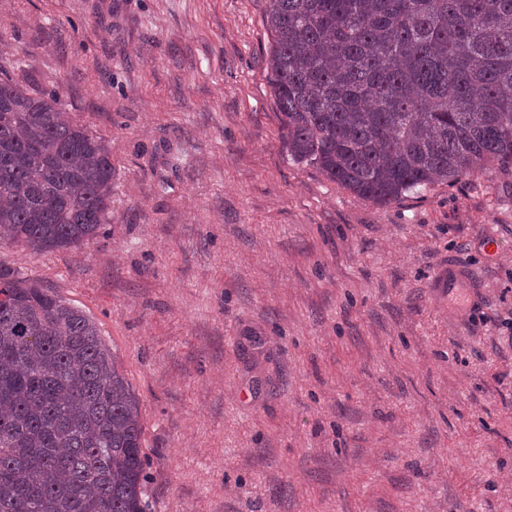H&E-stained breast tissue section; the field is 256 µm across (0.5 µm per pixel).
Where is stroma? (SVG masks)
Wrapping results in <instances>:
<instances>
[{
	"label": "stroma",
	"instance_id": "1",
	"mask_svg": "<svg viewBox=\"0 0 512 512\" xmlns=\"http://www.w3.org/2000/svg\"><path fill=\"white\" fill-rule=\"evenodd\" d=\"M268 5L0 0V79L112 148L111 223L0 262L117 355L149 512H512V170L381 206L291 160Z\"/></svg>",
	"mask_w": 512,
	"mask_h": 512
}]
</instances>
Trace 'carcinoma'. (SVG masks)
I'll use <instances>...</instances> for the list:
<instances>
[{"instance_id":"1","label":"carcinoma","mask_w":512,"mask_h":512,"mask_svg":"<svg viewBox=\"0 0 512 512\" xmlns=\"http://www.w3.org/2000/svg\"><path fill=\"white\" fill-rule=\"evenodd\" d=\"M288 155L379 205L512 169V0H270ZM111 151L0 81V236L110 223ZM139 399L95 323L0 265V512H146Z\"/></svg>"}]
</instances>
